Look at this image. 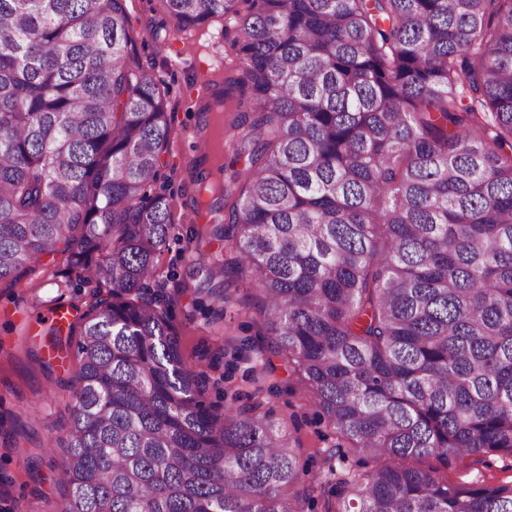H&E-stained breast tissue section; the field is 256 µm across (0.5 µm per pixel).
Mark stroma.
I'll return each instance as SVG.
<instances>
[{
    "label": "stroma",
    "mask_w": 512,
    "mask_h": 512,
    "mask_svg": "<svg viewBox=\"0 0 512 512\" xmlns=\"http://www.w3.org/2000/svg\"><path fill=\"white\" fill-rule=\"evenodd\" d=\"M132 52L143 70L161 80L172 114L170 148L152 184L170 203L173 232L155 259L156 279L170 299L172 321L181 336L188 365L207 376V397L222 404L261 398L276 420L289 430L300 447L298 461L313 475H323V459L339 438L321 422L317 409L284 369L269 371L267 357L251 350L233 358L234 348L256 341L262 319L255 298L236 292L224 314L214 313L212 298H200L205 270L221 244L212 237L213 223L196 221V181L192 166L203 160L207 181L223 186L227 204H234L247 181L246 157L237 156L231 127L244 92L238 85L235 58L224 40V20L210 19L184 40L165 13L163 0H131ZM223 61L221 75L227 102L221 122L220 159L201 158L195 145L200 114L196 110L197 83ZM63 255L45 259L42 269L15 282L0 283V512H56L62 499L57 474L59 452L46 446L62 434L72 391L67 380L76 362L59 365L49 359L48 332L56 327L59 303H68L69 320L79 323L85 298L62 288L54 275ZM449 482L512 486V456L484 454L460 458L446 472Z\"/></svg>",
    "instance_id": "obj_1"
}]
</instances>
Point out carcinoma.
Here are the masks:
<instances>
[{
  "mask_svg": "<svg viewBox=\"0 0 512 512\" xmlns=\"http://www.w3.org/2000/svg\"><path fill=\"white\" fill-rule=\"evenodd\" d=\"M164 2L186 33L234 22L248 90L209 293L255 291L264 348L379 461L338 476L330 450L324 512H512L410 465L512 454V0ZM129 26L127 0H0V281L61 253L92 287L57 512H314L296 441L206 400L152 290L171 115Z\"/></svg>",
  "mask_w": 512,
  "mask_h": 512,
  "instance_id": "1",
  "label": "carcinoma"
}]
</instances>
